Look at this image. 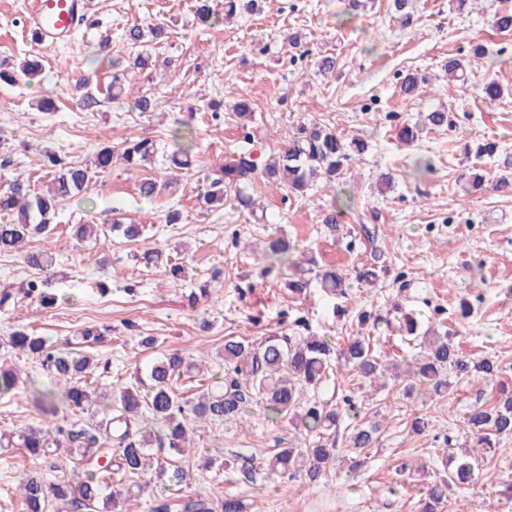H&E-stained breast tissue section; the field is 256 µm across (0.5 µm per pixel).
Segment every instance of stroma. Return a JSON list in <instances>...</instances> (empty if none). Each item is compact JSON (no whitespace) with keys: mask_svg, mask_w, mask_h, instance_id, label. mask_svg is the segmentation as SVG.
<instances>
[{"mask_svg":"<svg viewBox=\"0 0 512 512\" xmlns=\"http://www.w3.org/2000/svg\"><path fill=\"white\" fill-rule=\"evenodd\" d=\"M91 2L87 25L69 42L47 47L24 27L28 0H0V69L11 70L27 58L42 65L32 83L0 82V134L6 139L0 157L9 159L0 178L18 177L41 190L49 180L40 164L43 151L84 165L102 145L128 137L153 138L163 154L170 130L181 121L197 131V161L170 186L157 163L132 169L117 160L106 171L93 172L86 203L66 205L56 218L50 289L59 296L57 304L45 308L23 298L0 309V337L24 327L60 344L84 327L105 326L111 335L90 351L96 367L89 381L96 391L130 383L136 365L179 350L201 370L178 382L180 390L194 395L222 378L225 338L258 342L302 327L339 343L363 337L382 361H399L416 350L400 323L402 314H413L424 329L450 327L459 300L481 290L472 318L455 325L457 341L474 359L496 358L497 381L459 380L443 397L431 399L406 393L404 382L383 386L334 366L328 384L306 392V399L333 403L347 396L360 415L344 419L337 430L338 460L318 484L275 480L263 470V459L275 449L304 447L306 436L271 420L256 397L246 422L227 420L192 434L195 446L210 456L252 459V480L201 469L192 487L241 498L248 512H418L419 491L443 475L446 456L467 451L478 457L480 468L469 488L449 486L444 512H512V499L502 495L512 484V437L502 439L491 455L464 424L471 406L490 405L500 384L512 386V193L462 189L463 176L480 173L493 180L512 167V32L489 23L496 11L512 9V0H468L462 9L456 0H411L414 24L407 29L397 22L390 0H361L354 10L348 0H264L251 15L212 26L197 20L194 0ZM149 21L165 24L169 38L154 51V69L127 73L134 90L158 102L152 111L140 112L130 99L108 100L106 87L113 61H126L135 52L123 30ZM291 34L300 38L303 59H296L300 48L287 41ZM106 38L111 51L98 56ZM477 42L486 54L471 57L468 86L450 83L444 72L448 57L468 55ZM327 54L336 55L337 65L323 73L317 61ZM408 72L423 78L412 99L399 89L400 75ZM83 75L92 76L99 101L88 110L71 100ZM488 80L504 89L497 101L477 92ZM39 98L53 100L55 111H38ZM240 99L254 112L246 131L233 111ZM441 107L455 114L459 132L428 123L429 112ZM319 123L368 144L339 184L298 199L258 180L253 195L262 204L261 215L232 201L202 209L197 189L226 156L246 147L258 163H268L289 132ZM405 124L419 129L413 142L397 136ZM486 139L496 141L494 155L477 153ZM423 161L430 162L429 171L415 173V164ZM146 177L163 184L150 199L137 188ZM338 194L349 207L339 214L332 235L321 215ZM116 208L142 225L138 240L115 236L80 244L73 239V225L103 222ZM173 212L179 215L174 224L168 221ZM272 233L352 278L363 267L380 275L370 283L353 278L349 312L336 317L320 288L296 295L277 274L260 275L258 259ZM147 248L161 250L165 261L183 259L187 278L170 279L165 261L144 266L138 256ZM204 282L209 298L191 302V292ZM362 308L386 314L389 326L359 324L356 313ZM145 336L155 337V348L141 347ZM14 365L19 384L0 397L2 430L41 422L29 387L52 383L26 357ZM416 416L430 422L420 434L409 426ZM359 420L380 423L381 430L354 467L347 456ZM73 465L62 452L33 457L20 448H0V512H23L20 472L51 481Z\"/></svg>","mask_w":512,"mask_h":512,"instance_id":"35a3bbf8","label":"stroma"}]
</instances>
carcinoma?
<instances>
[{"label":"carcinoma","mask_w":512,"mask_h":512,"mask_svg":"<svg viewBox=\"0 0 512 512\" xmlns=\"http://www.w3.org/2000/svg\"><path fill=\"white\" fill-rule=\"evenodd\" d=\"M258 0H224V15L252 13ZM166 36L160 23L145 27H131L126 38L137 48L132 68H151L152 45ZM115 69L107 86L109 99H118L128 93V68L112 62ZM448 76L467 83L469 62L450 57L445 64ZM39 73V64L28 60L15 73H0L6 82L19 79L30 81ZM418 74L403 79L400 93L405 98L417 95L420 89ZM173 141L169 155L171 174L185 168L195 147V131L186 122L170 131ZM365 144L348 141L327 126H301L288 143L262 171L264 182L292 194H304L314 182L321 179L325 185L336 183L353 156L361 155ZM158 148L150 138H127L120 145H104L96 153L95 168L104 171L112 167L113 158L122 159L130 168H137L154 160ZM43 167L54 173L52 188L45 193L35 192L31 184L20 179L11 180L0 190V255L18 252L23 263L36 271L45 272L52 266V252L24 251L23 245L34 236L50 238L55 230L54 218L58 208L66 201H87L82 196L89 181L90 169L75 164L66 166L56 154L46 152ZM258 171V162L252 152L242 149L212 172L209 189L199 195L203 207L211 209L224 205L228 193L235 192L243 208H252L253 198L246 194ZM349 201L335 198L322 219L329 231L337 230V213L348 207ZM141 226L125 224L114 217L101 224H78L73 236L82 241L87 237L107 238L116 233L135 240L141 236ZM297 247L281 237L272 239L267 254L263 255V271L275 268L281 273L299 274L288 280V288L301 294L316 281L331 299L347 297V275L333 266L319 269L314 276L305 277L306 271L293 260ZM47 280L33 275L20 283L18 291L13 285L0 288V308L15 303L16 293L36 298L43 305H53L56 295L44 288ZM457 331L450 328L438 332L428 329L420 350L407 361L405 376L407 389L419 387L430 397L448 392L452 382L480 373L487 378L496 375L498 366L489 359L473 360L455 341ZM74 342L59 346L42 336L23 329L11 331L0 341V395L11 393L17 386L16 370L7 367L6 357L22 352L35 357L41 367L54 379L51 388L35 389L32 397L38 410L46 415L56 414L57 403L67 406L74 415L83 418L66 425L50 427L42 424L15 431H0V448H22L32 456L54 453L60 449L71 454L78 452L86 470L63 474L47 482L38 475L25 474L18 481L26 505V512H133L125 504L139 496L132 488L143 489L139 480L148 474L182 484L189 480V470L177 462L190 448L188 425L197 426L241 419L249 404L248 394L254 393L266 403V410L275 421L287 420L303 430L310 441L306 448H281L263 462V467L274 477L305 476L309 483L318 482L327 465L336 461V440L332 438L339 421L357 416L358 407L351 400L345 407H333L319 401L304 400V393L318 388L329 376L331 361L336 360L349 371L371 381L386 377L388 365L379 362L370 342L359 337L338 349L327 337L317 334L305 336H268L258 344L245 343L234 338L224 341V380L210 387L201 398L185 396L176 384L194 363L182 353H166L149 364L135 384L113 388L111 401L100 405L95 391L88 386L87 375L92 373L95 360L72 349ZM151 418L159 424L154 430L144 425ZM466 428L483 448H492L502 438L512 436V395L500 397L493 407L472 406L465 415ZM376 425H355L350 436V447L362 451L372 448L378 439ZM473 467L462 459L448 477H440L420 498V512H438L447 499L448 483L467 484ZM146 512H246L244 503L236 498H217L198 491L192 495L173 493L164 486L151 493Z\"/></svg>","instance_id":"carcinoma-1"}]
</instances>
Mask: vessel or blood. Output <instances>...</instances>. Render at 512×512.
Segmentation results:
<instances>
[{
    "instance_id": "vessel-or-blood-1",
    "label": "vessel or blood",
    "mask_w": 512,
    "mask_h": 512,
    "mask_svg": "<svg viewBox=\"0 0 512 512\" xmlns=\"http://www.w3.org/2000/svg\"><path fill=\"white\" fill-rule=\"evenodd\" d=\"M86 11V0H34L25 22L41 41L53 45L75 34Z\"/></svg>"
}]
</instances>
